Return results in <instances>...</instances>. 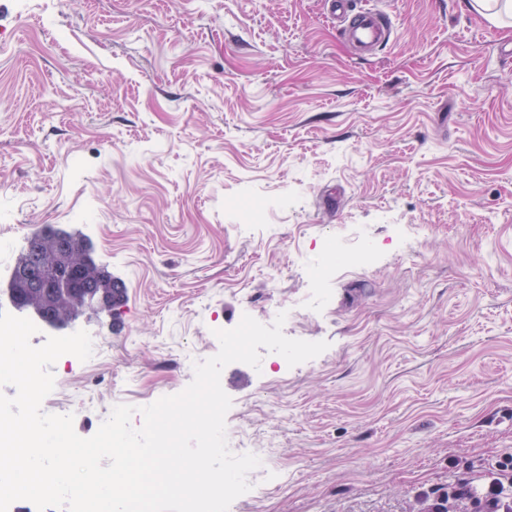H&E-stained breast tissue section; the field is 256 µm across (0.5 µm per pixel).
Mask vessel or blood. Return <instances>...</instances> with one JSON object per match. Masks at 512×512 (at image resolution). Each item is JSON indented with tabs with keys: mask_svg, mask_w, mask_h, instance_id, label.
<instances>
[{
	"mask_svg": "<svg viewBox=\"0 0 512 512\" xmlns=\"http://www.w3.org/2000/svg\"><path fill=\"white\" fill-rule=\"evenodd\" d=\"M326 11L337 37L356 58L375 56L399 36L392 13L373 0H326Z\"/></svg>",
	"mask_w": 512,
	"mask_h": 512,
	"instance_id": "b4317fda",
	"label": "vessel or blood"
}]
</instances>
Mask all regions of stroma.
<instances>
[{"mask_svg":"<svg viewBox=\"0 0 512 512\" xmlns=\"http://www.w3.org/2000/svg\"><path fill=\"white\" fill-rule=\"evenodd\" d=\"M386 5L400 37L359 61L323 0H0V287L47 225L127 284L77 321L103 348L57 360L44 412L92 436L182 391L185 346L317 288L287 331L325 352L221 373L269 461L229 512H417L512 454V27ZM360 228L371 263L313 286L305 258Z\"/></svg>","mask_w":512,"mask_h":512,"instance_id":"1","label":"stroma"}]
</instances>
